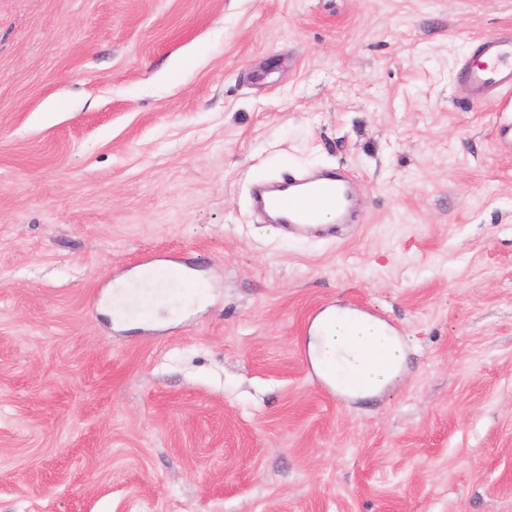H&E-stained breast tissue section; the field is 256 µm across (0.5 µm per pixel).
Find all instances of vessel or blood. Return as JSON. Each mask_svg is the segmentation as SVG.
<instances>
[{
    "label": "vessel or blood",
    "instance_id": "1",
    "mask_svg": "<svg viewBox=\"0 0 512 512\" xmlns=\"http://www.w3.org/2000/svg\"><path fill=\"white\" fill-rule=\"evenodd\" d=\"M458 77L469 96L477 100L511 90L512 30L479 37L473 54L462 60ZM253 201L270 223L298 235L313 232L321 209H333L337 223L349 224L358 207L350 176L330 171L260 184L254 191ZM319 371L325 381L335 382L338 396L357 395L366 388L360 377L337 374L334 367L323 365Z\"/></svg>",
    "mask_w": 512,
    "mask_h": 512
}]
</instances>
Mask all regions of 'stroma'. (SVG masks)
<instances>
[{
	"label": "stroma",
	"instance_id": "obj_1",
	"mask_svg": "<svg viewBox=\"0 0 512 512\" xmlns=\"http://www.w3.org/2000/svg\"><path fill=\"white\" fill-rule=\"evenodd\" d=\"M512 0H0V512H512V156L457 83ZM343 167L360 224L252 185ZM204 303L128 327L145 258ZM401 375L308 366L326 306ZM319 371L324 378L320 377L321 382L328 388L333 389L330 381L336 383V395L341 397L359 395L366 390L364 381L356 375H336V370L333 366H326L318 364Z\"/></svg>",
	"mask_w": 512,
	"mask_h": 512
}]
</instances>
